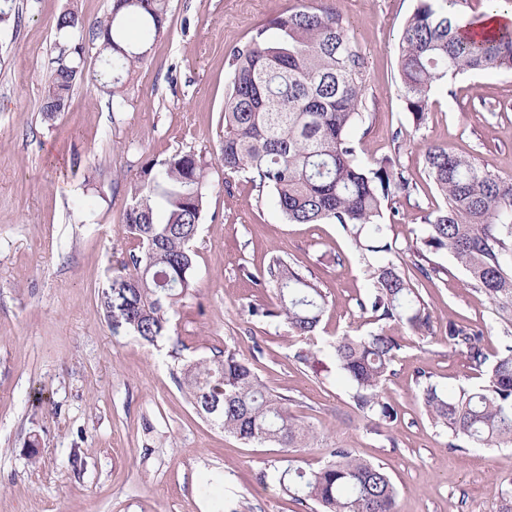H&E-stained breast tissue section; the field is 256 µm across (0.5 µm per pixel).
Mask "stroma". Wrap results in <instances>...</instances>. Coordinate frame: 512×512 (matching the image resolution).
Returning a JSON list of instances; mask_svg holds the SVG:
<instances>
[{"mask_svg":"<svg viewBox=\"0 0 512 512\" xmlns=\"http://www.w3.org/2000/svg\"><path fill=\"white\" fill-rule=\"evenodd\" d=\"M320 4L341 14L365 58L366 119L352 130L358 155L394 159L417 184L392 202L398 245L422 236L425 215L444 203L428 176V147L512 178V72L448 80L423 125L407 112L398 47L417 0H169L164 30L126 77L119 109L89 80L102 68L92 29L112 0H14L12 20L0 25V512H310L283 493L275 473L319 469L337 446L384 467L396 512H497L512 447L449 450L416 382L422 367L444 386L479 383L466 356L448 347V319L486 328L489 355L500 348L495 308L463 266L436 255L441 273L419 282L433 334L376 321L357 307L370 284L340 225L288 223L249 175L224 173L231 52L284 10ZM72 7L85 20V79L49 121L44 88L69 49L55 18ZM180 151L200 156L209 180L194 288L171 315L181 355L225 348L248 360L317 433L311 447L246 444L224 433L181 390L171 343L113 335L100 307L131 248L123 233L131 183L148 159ZM275 255L326 293L320 341L379 329L397 338L382 396L398 418L384 436L355 409L331 358L319 352L300 363L307 340L289 335L282 319L249 315V307L276 304L265 283Z\"/></svg>","mask_w":512,"mask_h":512,"instance_id":"obj_1","label":"stroma"}]
</instances>
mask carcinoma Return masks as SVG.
<instances>
[{
	"label": "carcinoma",
	"instance_id": "carcinoma-1",
	"mask_svg": "<svg viewBox=\"0 0 512 512\" xmlns=\"http://www.w3.org/2000/svg\"><path fill=\"white\" fill-rule=\"evenodd\" d=\"M466 0H419L406 21L399 45L398 73L408 112L422 125L434 86L460 73L512 71V29L487 38L462 35L459 6ZM168 0H112L111 16L98 22L95 36L103 72L90 78L119 108L123 75L148 60L167 21ZM85 27L75 8L61 12L55 29L77 39ZM364 58L349 42L343 17L328 8L287 10L255 29L233 53L224 100V174L249 171L268 188L288 222L341 225L365 263L370 291L358 300L377 321H397L418 334L433 331L434 320L420 289L393 261H375L396 250L384 210L399 195L417 188L413 177L389 160L363 161L350 137L365 121L362 111ZM79 63L62 59L45 87L41 111L51 120L66 111ZM429 177L445 205L429 212L424 236L407 245L415 269L426 279L441 273L431 255L450 253L465 267L477 291L495 306L502 345L491 360L481 341L485 330L448 320V347L466 354L483 373L472 388L444 387L417 370L420 396L431 422L446 430L448 448L512 445V179L480 169L471 159L442 146L425 155ZM206 164L195 153L149 159L130 186L125 234L134 244L129 260L113 272L101 306L112 335H130L149 344L181 341L171 336L170 310L192 290L191 243L207 204ZM278 305L253 306L255 317H276L291 335L314 340L328 297L314 278L279 256L267 268ZM353 386L356 409L371 431L398 417L382 387L400 350L383 330L341 336L317 347ZM187 397L198 413L244 442L307 447L313 430L290 415L286 398L260 383L249 362L229 350L190 361L180 368ZM219 404L216 414L204 405ZM317 471L286 469L278 482L296 501L310 500L321 512H394L396 488L379 464L350 448L328 449Z\"/></svg>",
	"mask_w": 512,
	"mask_h": 512
}]
</instances>
